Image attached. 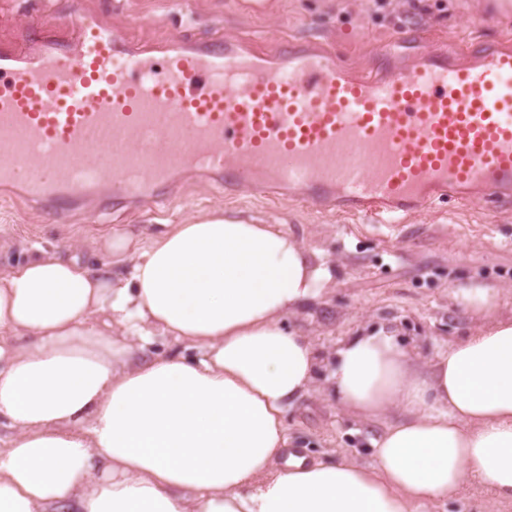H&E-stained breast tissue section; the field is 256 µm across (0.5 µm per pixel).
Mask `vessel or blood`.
<instances>
[{
  "label": "vessel or blood",
  "instance_id": "b4317fda",
  "mask_svg": "<svg viewBox=\"0 0 512 512\" xmlns=\"http://www.w3.org/2000/svg\"><path fill=\"white\" fill-rule=\"evenodd\" d=\"M60 39L0 44V187L67 217L191 176L392 224L512 202V50L413 38L353 76L331 51L185 39L147 50L77 7Z\"/></svg>",
  "mask_w": 512,
  "mask_h": 512
}]
</instances>
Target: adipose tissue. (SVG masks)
I'll list each match as a JSON object with an SVG mask.
<instances>
[{
	"label": "adipose tissue",
	"mask_w": 512,
	"mask_h": 512,
	"mask_svg": "<svg viewBox=\"0 0 512 512\" xmlns=\"http://www.w3.org/2000/svg\"><path fill=\"white\" fill-rule=\"evenodd\" d=\"M99 245L102 270L70 243L0 274V512H425L469 483L512 502L500 288H454L486 324L419 373L391 331L353 332L325 361L285 327L332 271L280 225L214 208ZM156 336L203 355L144 356ZM322 368L343 410L403 419L373 465L270 471Z\"/></svg>",
	"instance_id": "ef3b65f1"
}]
</instances>
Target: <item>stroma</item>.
<instances>
[{
	"label": "stroma",
	"mask_w": 512,
	"mask_h": 512,
	"mask_svg": "<svg viewBox=\"0 0 512 512\" xmlns=\"http://www.w3.org/2000/svg\"><path fill=\"white\" fill-rule=\"evenodd\" d=\"M76 0H0V42L18 29L39 32L42 22L61 24ZM108 26L141 41L204 39L220 33L243 38L259 52L276 43L300 40L322 44L362 71L379 63L388 42L421 33L464 46L512 38V13L503 0H85ZM252 216L304 242L332 265L333 280L323 299L285 319L286 327L310 336L321 357L357 329L395 333L419 370L438 352L483 324L452 297L468 281L503 289L498 314L512 317V209L501 207L489 222L482 203L464 207L439 202L407 217L395 229L370 217H340L314 209L270 202L250 185L233 192L187 184L148 208L126 207L113 199L77 214L70 223L49 212L29 211L0 199V273L24 262L35 247L46 249L72 237L83 244L82 259L102 267L95 238L115 229L159 231L207 209ZM289 441L315 462L345 459L369 465L371 443L385 424L343 411L323 382L285 414ZM427 512H512V502L490 508L485 491L465 485Z\"/></svg>",
	"instance_id": "1"
}]
</instances>
